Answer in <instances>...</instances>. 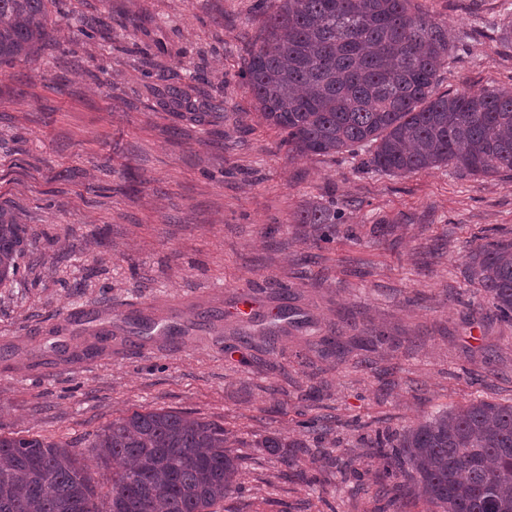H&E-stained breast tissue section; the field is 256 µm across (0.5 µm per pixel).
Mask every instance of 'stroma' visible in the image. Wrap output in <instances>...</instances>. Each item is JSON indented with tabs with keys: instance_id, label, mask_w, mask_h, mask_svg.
Instances as JSON below:
<instances>
[{
	"instance_id": "1",
	"label": "stroma",
	"mask_w": 512,
	"mask_h": 512,
	"mask_svg": "<svg viewBox=\"0 0 512 512\" xmlns=\"http://www.w3.org/2000/svg\"><path fill=\"white\" fill-rule=\"evenodd\" d=\"M451 50L439 91L512 87L499 28L512 0H413ZM273 0H52L51 42L0 67V205L26 228L16 280L0 286V434L73 446L99 494L112 472L91 442L113 419L165 409L224 425L241 488L215 512H434L406 486L359 490L367 448L472 400L512 403V324L468 276L484 236L512 239V175L450 166L392 176L365 154L290 156L242 77ZM93 27L92 37L79 35ZM185 91L197 114L176 108ZM341 218L320 241L296 216ZM256 309L232 313L239 296ZM196 310L176 345L111 353L15 344L75 308L163 299ZM326 419L316 442L299 425ZM295 443L309 479L262 448ZM298 223L320 228L336 224V210L315 204L307 205L298 216Z\"/></svg>"
}]
</instances>
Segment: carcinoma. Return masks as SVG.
<instances>
[{"label":"carcinoma","instance_id":"carcinoma-1","mask_svg":"<svg viewBox=\"0 0 512 512\" xmlns=\"http://www.w3.org/2000/svg\"><path fill=\"white\" fill-rule=\"evenodd\" d=\"M244 79L255 108L296 155L367 154L377 172L452 165L473 177L512 173V89L437 92L448 34L411 0H276ZM49 0H0V65L34 60L51 40ZM298 223L330 226L336 211L305 206ZM24 227L0 206V285L16 277ZM469 278L512 321V241H487ZM224 426L181 412H134L104 426L93 447L119 460L97 501L80 454L38 437L0 435V512H212L237 492ZM369 447L388 467L377 495L406 479L440 512H512V404L471 401Z\"/></svg>","mask_w":512,"mask_h":512}]
</instances>
